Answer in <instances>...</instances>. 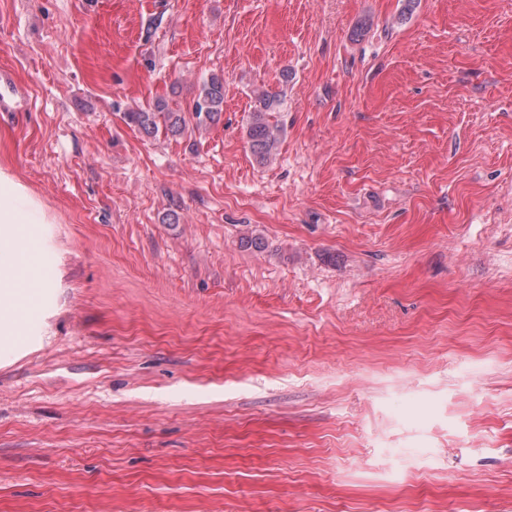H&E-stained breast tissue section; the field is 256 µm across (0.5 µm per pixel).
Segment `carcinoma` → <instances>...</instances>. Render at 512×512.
Wrapping results in <instances>:
<instances>
[{"instance_id": "carcinoma-1", "label": "carcinoma", "mask_w": 512, "mask_h": 512, "mask_svg": "<svg viewBox=\"0 0 512 512\" xmlns=\"http://www.w3.org/2000/svg\"><path fill=\"white\" fill-rule=\"evenodd\" d=\"M283 97L281 91L265 89L255 94V106L250 112L246 135L252 156L259 164L271 160L280 141L282 127L273 120V113L279 110ZM223 110L224 78L212 75L202 82L193 110L188 113L172 108L165 99H157L145 109L124 113V117L147 136L177 137L191 123L197 128L214 123Z\"/></svg>"}]
</instances>
